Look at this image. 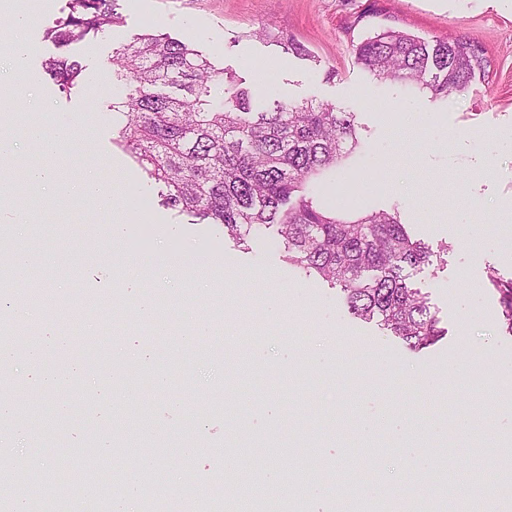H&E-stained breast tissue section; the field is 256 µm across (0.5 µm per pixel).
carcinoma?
I'll return each instance as SVG.
<instances>
[{"mask_svg":"<svg viewBox=\"0 0 512 512\" xmlns=\"http://www.w3.org/2000/svg\"><path fill=\"white\" fill-rule=\"evenodd\" d=\"M122 23L118 0H68L67 13L47 29L58 51ZM264 36L299 57L309 55L293 37ZM357 61L374 76L446 97L466 89L490 65L485 48L470 37L430 41L386 28L354 45ZM112 82L125 86L112 100L123 117L114 143L161 185L163 203L209 224L245 246L252 234L276 228L289 264L340 287L349 312L377 320L412 351L445 335L410 271L446 264L448 246L433 251L414 239L400 215L386 210L354 215L324 206L314 189L358 146L355 116L328 103L274 100L264 110L185 41L146 33L112 51ZM44 74L69 94L82 66L60 54L42 63ZM227 84L229 96L216 88ZM500 295L503 332L512 337V279L490 277ZM146 491L145 512L162 501ZM283 512L304 508V477L287 476ZM83 485L61 479L55 500L71 501Z\"/></svg>","mask_w":512,"mask_h":512,"instance_id":"obj_1","label":"carcinoma"}]
</instances>
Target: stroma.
<instances>
[{
  "mask_svg": "<svg viewBox=\"0 0 512 512\" xmlns=\"http://www.w3.org/2000/svg\"><path fill=\"white\" fill-rule=\"evenodd\" d=\"M66 3L27 0L29 58L9 66L0 53V71L12 83L29 82L42 103L37 110L14 103L22 121L0 133L17 149L12 195L28 215L17 223L12 204L0 205V229L9 232L0 249L33 247L43 285L41 299L25 306L36 335L21 336L8 363L16 385L0 388L1 402L29 415L17 429L0 430V469L10 474L0 505L42 512L15 497L19 479L90 462L111 475L119 501L146 470L177 501L232 497L256 472L301 473L322 490L312 512H336V488L353 484L363 466L390 512H444L436 490L496 474L498 449L512 445V337L500 331L499 295L488 281L512 279V152L501 148L512 139V0H120L122 23L75 45L83 80L68 95L40 68L49 49L43 31ZM387 27L426 40L474 38L490 66L443 98L409 92L356 61L354 44ZM266 29L294 36L310 59L285 53L263 38ZM147 31L191 41L256 100L313 99L354 113L361 145L337 180L363 171L371 186L362 209L398 211L413 236L450 247L446 266L411 276L446 330L440 341L413 352L376 323L354 318L339 288L288 264L273 230L241 247L223 225L195 224L162 206L156 186L113 144L108 109L116 92L112 50ZM40 111L71 131L52 153L21 127ZM91 162L112 189L110 209L77 191ZM34 164L54 171L65 199L28 184L25 171ZM130 203L140 218L124 239L128 253L188 251L209 276L188 272L178 287L164 288V269L114 266L105 255L111 226ZM228 258L235 274L224 271ZM132 283L143 285L164 333L139 318L127 298ZM273 309L278 319L268 318ZM202 324L209 334H197ZM36 341L52 348L42 365L29 357ZM256 346L262 359L251 355ZM138 350L149 351L152 364L135 358ZM323 352L334 354L337 370L315 366ZM454 364L466 371L452 379ZM46 365L68 382L32 393ZM476 402L489 414L488 427L461 432L457 420ZM399 408L433 454L453 450L455 469L409 471L389 430L377 425ZM232 421L242 430V466L217 482L212 459L231 444ZM363 423L375 432L362 433ZM407 471L427 497L408 495L400 478Z\"/></svg>",
  "mask_w": 512,
  "mask_h": 512,
  "instance_id": "stroma-1",
  "label": "stroma"
}]
</instances>
